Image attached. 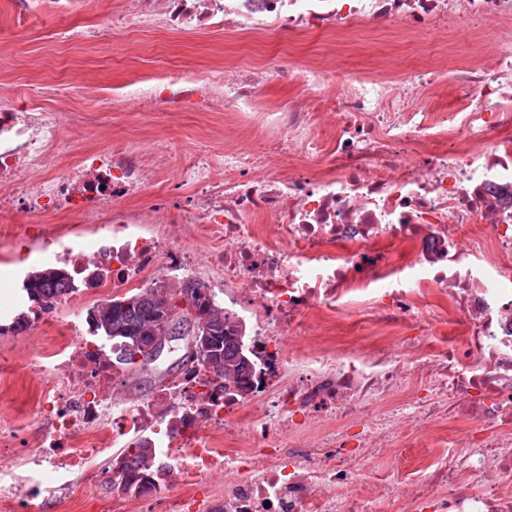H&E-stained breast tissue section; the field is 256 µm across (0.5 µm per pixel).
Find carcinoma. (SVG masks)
<instances>
[{"label":"carcinoma","mask_w":512,"mask_h":512,"mask_svg":"<svg viewBox=\"0 0 512 512\" xmlns=\"http://www.w3.org/2000/svg\"><path fill=\"white\" fill-rule=\"evenodd\" d=\"M26 291L32 301L49 310L57 298L71 291V278L61 268H47L32 275ZM198 302L214 307L209 323L210 350L199 360L200 366L222 380L242 382L252 369L250 357L241 349L242 330L224 315V306L212 294L203 297L196 291L190 293V303ZM164 306L165 294L161 289L142 288L94 306L98 317L92 319V323L101 335L116 345V354L127 353L131 366L132 347L139 340L151 337L150 330L159 329L166 316ZM152 467L151 450L136 449L131 457L119 461L115 486L124 492L147 487Z\"/></svg>","instance_id":"obj_1"}]
</instances>
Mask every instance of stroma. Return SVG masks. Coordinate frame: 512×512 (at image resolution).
Masks as SVG:
<instances>
[{
    "instance_id": "1",
    "label": "stroma",
    "mask_w": 512,
    "mask_h": 512,
    "mask_svg": "<svg viewBox=\"0 0 512 512\" xmlns=\"http://www.w3.org/2000/svg\"><path fill=\"white\" fill-rule=\"evenodd\" d=\"M97 13L93 4L78 14L43 12L29 21L23 33L10 18L0 19V96L22 108L36 103L62 114L76 110L90 115L84 128L64 127L65 139L74 146L59 156L62 164L75 163L81 152L106 149L116 140L147 154L170 152V169L135 200L147 209L158 203H183L185 195L177 188L176 175L193 148L202 146L220 156L228 145L256 146L266 133L243 127L231 112L186 111L171 116L145 102L133 109L113 101L112 86L130 82L143 70L202 71L227 60L252 64L261 51L280 54L288 66L316 57L334 59L342 70H371L381 60L402 68L424 67L440 44L434 32L406 34L389 29L368 34L362 49L309 34L290 44L270 35L256 48L248 38L219 29L188 35L142 29L103 32L92 38L88 32ZM64 331L62 318L53 316L38 329L0 335V420L22 426L23 447H36L40 431L34 411L42 384L31 367L61 341ZM178 359V353L167 350L146 370H129L125 392L143 397L159 377L176 371Z\"/></svg>"
}]
</instances>
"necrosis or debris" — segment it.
I'll return each mask as SVG.
<instances>
[{"label": "necrosis or debris", "mask_w": 512, "mask_h": 512, "mask_svg": "<svg viewBox=\"0 0 512 512\" xmlns=\"http://www.w3.org/2000/svg\"><path fill=\"white\" fill-rule=\"evenodd\" d=\"M392 23L404 32H476L492 58L336 74L297 73L269 55L260 70L166 72L131 82L172 114L221 108L276 130L252 151H195L178 221L207 239L201 263L130 207L169 156L122 144L53 166L63 128L84 115L0 98V223L30 222L38 260L94 290L204 275L229 317L248 325L255 364L244 386L200 365L129 401L105 383L124 371L82 317L72 341L40 360L42 433L22 469L17 424L0 421V504L38 512L106 479L110 454L151 448L144 512H512V0H118L98 28L292 37ZM302 77L286 108L261 102L270 82ZM452 92L436 112L422 91ZM334 113L321 140L315 117ZM66 210L69 231L47 219ZM411 243L408 260L389 245ZM358 307L362 329L332 320ZM322 314L310 324L307 315ZM454 322L452 337L429 322ZM396 462L372 473L380 457ZM224 471V492L193 490ZM179 486L176 494L168 486Z\"/></svg>", "instance_id": "1"}]
</instances>
